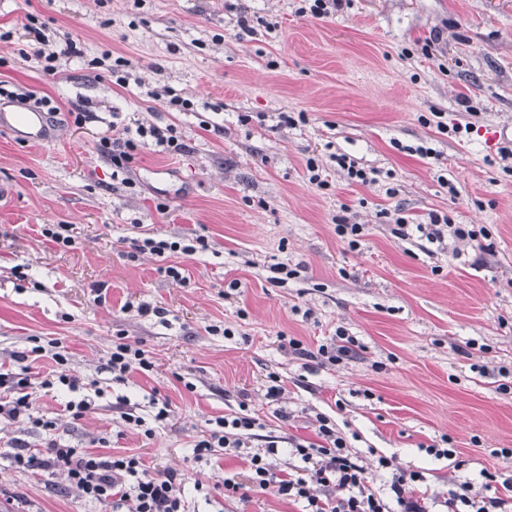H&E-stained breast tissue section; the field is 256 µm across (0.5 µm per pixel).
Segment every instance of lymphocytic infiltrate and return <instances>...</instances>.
<instances>
[{
  "label": "lymphocytic infiltrate",
  "instance_id": "f902f5d3",
  "mask_svg": "<svg viewBox=\"0 0 512 512\" xmlns=\"http://www.w3.org/2000/svg\"><path fill=\"white\" fill-rule=\"evenodd\" d=\"M99 148L110 156L116 174L127 172L138 150L168 154L186 150L173 127L156 125L137 126L133 135L124 138H101ZM417 230L432 244L452 237L473 242L482 252L493 249L488 242L490 233L482 225L452 224L447 217L434 214ZM35 355L51 356L60 366L67 360L59 341L51 339L12 354L9 367L0 368V419L24 421L46 434L42 447L14 453L13 467L33 474L62 472L80 497L107 506L110 512H185L182 474L157 471L136 454L103 455L62 443L56 435V420L38 416L36 402L42 391L58 384L73 390L79 381L63 373L43 376L33 372L31 358ZM107 367L113 381L122 383L132 373L151 371L153 363L141 343L121 337L112 343ZM256 425L247 402H240L235 415L216 418L214 429L197 441L195 459L210 457L219 448L245 447ZM314 433L312 441L294 435L266 437L263 450L248 457L251 491L270 492L300 503L302 512H430L429 496L420 489L426 480L423 471L393 467L391 460L382 456L377 473L368 472L326 416L316 417ZM283 443L300 458L301 468H276L274 459ZM485 479L495 486L492 495L473 494L470 482L459 483L443 502L447 512H512V478L501 480L489 472Z\"/></svg>",
  "mask_w": 512,
  "mask_h": 512
}]
</instances>
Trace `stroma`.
<instances>
[{
    "mask_svg": "<svg viewBox=\"0 0 512 512\" xmlns=\"http://www.w3.org/2000/svg\"><path fill=\"white\" fill-rule=\"evenodd\" d=\"M301 0H0V81L48 96L59 109L53 136L29 142L0 131V361L30 337L60 339L69 361L34 369L80 377L52 389L37 414L57 421L62 441L96 452H134L184 474L187 512H298L273 494L225 497L224 475L245 473L244 452L196 461L209 420L247 401L261 434L307 436L316 415L335 423L366 466L378 457L421 469L430 495L453 484L481 488L482 471L512 475V159L485 144L490 126H512V0H351L321 19ZM72 35L78 54L48 76L23 23ZM247 17L241 28L239 17ZM127 59L128 83L110 60ZM190 103L171 106L165 88ZM469 106H462V98ZM86 113L82 124L71 115ZM283 112L303 113L293 127ZM451 126L440 133L430 122ZM174 126L181 154L138 152L126 179L112 175L99 140L116 125ZM433 148L431 156L417 146ZM374 172L352 182L338 155ZM315 159L327 189L308 181ZM166 212H159V205ZM481 224L492 252L458 241L438 246L390 232L430 213ZM365 227L357 248L334 217ZM44 224H70L60 248ZM206 236L209 250L126 258L132 239ZM181 268L185 283L162 274ZM276 263L298 276L269 283ZM23 268L25 280L12 274ZM163 308L139 315L133 304ZM218 333H209V326ZM232 327L233 337L222 328ZM360 343L352 358L305 364L281 341L317 351L337 329ZM142 342L154 367L113 382L105 363L116 334ZM283 394L266 399L270 375ZM91 401L80 421L66 401ZM171 417L152 435L126 427L125 408ZM290 412L277 419L276 408ZM44 432L0 421V512H108L63 475L18 472L20 443ZM450 439L453 469L426 448Z\"/></svg>",
    "mask_w": 512,
    "mask_h": 512,
    "instance_id": "obj_1",
    "label": "stroma"
}]
</instances>
